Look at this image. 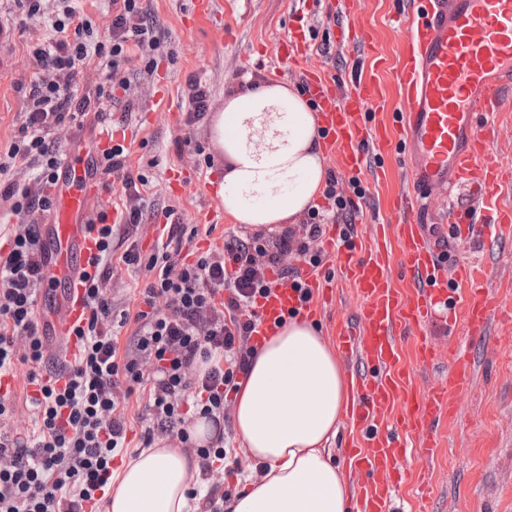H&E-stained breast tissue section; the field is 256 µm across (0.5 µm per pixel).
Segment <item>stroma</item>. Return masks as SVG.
I'll list each match as a JSON object with an SVG mask.
<instances>
[{"label": "stroma", "mask_w": 512, "mask_h": 512, "mask_svg": "<svg viewBox=\"0 0 512 512\" xmlns=\"http://www.w3.org/2000/svg\"><path fill=\"white\" fill-rule=\"evenodd\" d=\"M144 12L154 23L159 41L151 60L132 56L126 67L138 86L134 102L117 98L103 117L112 123L136 128L139 145L131 150L126 166L131 176H144L138 187L143 222L132 230L133 240L148 237L154 225L165 223V210H173L175 222L196 226L199 238L227 243L232 237L249 234V226L225 216L211 226L202 214L208 198L198 182L222 173L225 160L211 135L212 119L187 125L189 96L193 81L209 88L212 108L224 104V93L244 80L284 84L301 91L303 80L297 67L277 47L282 36L296 25L311 32L318 62L330 76H344L350 57L336 45L341 30L339 18L329 0H224L220 30L190 28L184 16L191 0H141ZM402 0H360L361 18L376 33L380 50L395 57L402 37ZM0 17L9 21L13 34L0 45V53L11 64L0 72V147H6L23 121L24 93L38 67L29 45L45 37V24L29 20L14 0H0ZM153 76H146V67ZM386 177L364 176L366 198H351L362 208L364 224L385 223L390 217V198L403 183L404 161L400 154L384 156ZM180 169L192 184L182 194L166 192L169 171ZM320 277L335 281L337 297L317 326L324 338H331L336 323L353 312L355 292L338 279L335 260L325 256L317 270ZM147 277L145 270L128 267L120 255L112 257V278L108 283L114 312L135 309L138 289ZM471 346L477 366V388L463 404V424L446 437L447 447L440 462L431 468L435 491L426 507H419L409 485L401 487L400 512H512V340L500 341L492 359H485V347ZM224 445L231 453L225 459L228 470L220 487L224 496L234 495L253 472V463L239 454V441L232 422L224 424Z\"/></svg>", "instance_id": "35a3bbf8"}]
</instances>
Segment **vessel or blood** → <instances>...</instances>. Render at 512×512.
<instances>
[{
    "mask_svg": "<svg viewBox=\"0 0 512 512\" xmlns=\"http://www.w3.org/2000/svg\"><path fill=\"white\" fill-rule=\"evenodd\" d=\"M219 0H191L188 27L218 19ZM349 31L344 48L367 62L351 69L341 83L309 63L310 43L303 29L287 32L279 51L300 67L308 96L315 102L326 156L346 175L367 171L372 153L402 152L405 188L394 198L392 217L377 230L365 253L340 239L341 225H328L324 250L336 259V271L355 289L352 319L333 331L336 350L350 363L352 403L346 418L358 432L354 475L358 512H394L404 464L425 470L443 448L440 427L460 419L463 400L475 390L476 363L456 339L441 342L430 331L437 307L449 323H462L472 341L491 332L512 335V302L503 296L493 270L477 261L447 263L446 252L478 242L512 238V204H504V185L512 182V163L495 156L496 116L512 92V0H407L399 57L388 62L371 29L357 16V0H343ZM391 72L402 103L397 117L380 122L373 112L383 99L381 76ZM138 133L128 126L101 124L96 153L134 146ZM110 177L89 170L85 157L66 149L51 188V247L43 284L62 287V313L50 326L62 339L56 355L73 361L79 353L75 331L88 308L84 275L97 255L89 226L92 207L105 199ZM468 187L469 203L452 200L457 186ZM445 221L434 224L436 211ZM400 264L402 280L391 274ZM311 291L301 301L290 283L258 298L253 337L261 341L290 311L321 317L336 294L333 281L301 268ZM414 341L403 357L400 330ZM446 361L448 373L419 386L412 363Z\"/></svg>",
    "mask_w": 512,
    "mask_h": 512,
    "instance_id": "1",
    "label": "vessel or blood"
}]
</instances>
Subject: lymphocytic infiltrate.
<instances>
[{
    "mask_svg": "<svg viewBox=\"0 0 512 512\" xmlns=\"http://www.w3.org/2000/svg\"><path fill=\"white\" fill-rule=\"evenodd\" d=\"M52 35L34 44L32 57L43 70L31 83L25 120L0 152V176L8 182L0 200L9 202L18 219L11 248L0 255V374L30 364L29 383L42 397L33 401L30 442L0 431V512H87L97 507L98 491L112 476V461L123 450L127 424L124 408L140 389H148L152 427L145 445L176 439L193 449L203 477L213 476L214 462L224 456V394L245 372L255 351L254 322L248 317L258 297L288 278L301 301L311 292L293 257L319 267V243L329 224L353 227L356 215L348 194L364 197L358 178L342 182L328 174V209L308 212L299 229L263 237L255 233L233 239L224 248L188 259L184 225H173L166 242L149 256L136 245L122 255L124 263L144 264L149 279L140 292L141 306L122 312V323H134L133 343L119 350L112 331L110 278L112 242L122 227L99 215L95 226L99 252L94 272L86 277L89 314L76 331L81 349L74 362L44 368L48 336L35 309V291L43 280V244L39 217L49 214L63 144L55 133L67 122L90 113L102 114L113 89L134 96L125 67L129 47L150 56L158 46L141 0H110L109 40H99L93 19L73 7V0H54ZM97 63L103 80L92 92H75L83 68ZM36 169L35 184L10 180L17 164ZM223 301H216V294ZM211 423L208 443L193 442L185 407Z\"/></svg>",
    "mask_w": 512,
    "mask_h": 512,
    "instance_id": "f902f5d3",
    "label": "lymphocytic infiltrate"
}]
</instances>
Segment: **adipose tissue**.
Returning a JSON list of instances; mask_svg holds the SVG:
<instances>
[{
  "mask_svg": "<svg viewBox=\"0 0 512 512\" xmlns=\"http://www.w3.org/2000/svg\"><path fill=\"white\" fill-rule=\"evenodd\" d=\"M213 133L227 161L218 195L238 223L285 224L312 206L325 170L304 97L281 84L244 83L225 94ZM235 396L234 429L259 472L225 500V512H350L329 448L348 400L344 374L316 328L301 318L279 326ZM199 482L182 449L142 448L113 473L101 509L198 512L191 490Z\"/></svg>",
  "mask_w": 512,
  "mask_h": 512,
  "instance_id": "adipose-tissue-1",
  "label": "adipose tissue"
}]
</instances>
